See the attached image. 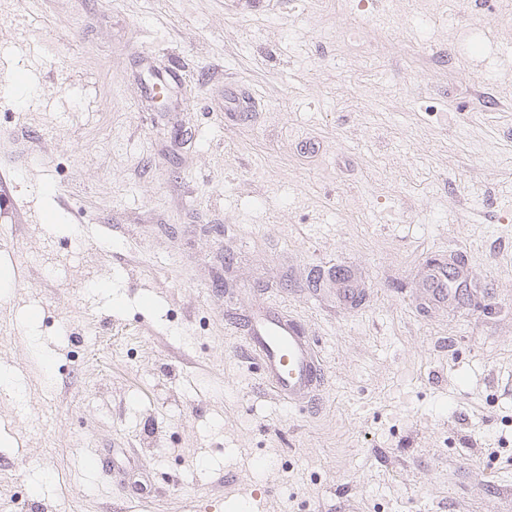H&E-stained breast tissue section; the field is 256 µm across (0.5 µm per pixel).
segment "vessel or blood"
<instances>
[{"instance_id":"b4317fda","label":"vessel or blood","mask_w":512,"mask_h":512,"mask_svg":"<svg viewBox=\"0 0 512 512\" xmlns=\"http://www.w3.org/2000/svg\"><path fill=\"white\" fill-rule=\"evenodd\" d=\"M140 69L148 77L142 85L146 93H154L160 78L180 79L179 69L154 71L150 57L140 55ZM247 345L259 356L264 374L281 398L296 400L313 390L322 376L310 341L302 335L297 323L265 310L248 321Z\"/></svg>"}]
</instances>
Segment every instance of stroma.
Masks as SVG:
<instances>
[{
    "mask_svg": "<svg viewBox=\"0 0 512 512\" xmlns=\"http://www.w3.org/2000/svg\"><path fill=\"white\" fill-rule=\"evenodd\" d=\"M0 184V512H512V0H0ZM139 60H140V73L139 79L145 89V93L150 96H153L156 86L158 85L159 80L172 79V80H180L181 70L178 68H171L169 70H165V74H157L150 57L145 55L143 52H138ZM147 72L149 75V79H145L143 73ZM245 342L259 356L267 380L281 398L294 401L313 391L322 376L312 345L297 323L268 309L248 320Z\"/></svg>",
    "mask_w": 512,
    "mask_h": 512,
    "instance_id": "35a3bbf8",
    "label": "stroma"
}]
</instances>
